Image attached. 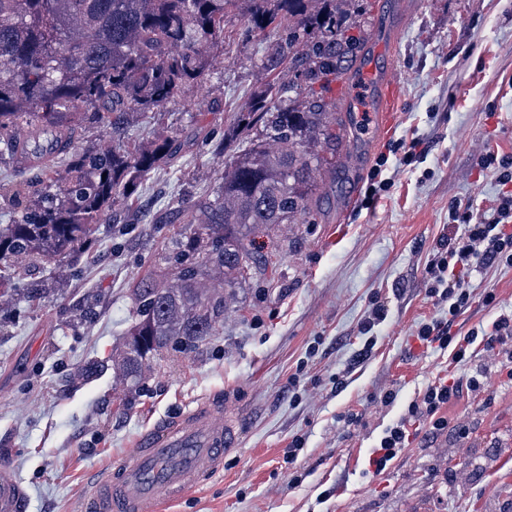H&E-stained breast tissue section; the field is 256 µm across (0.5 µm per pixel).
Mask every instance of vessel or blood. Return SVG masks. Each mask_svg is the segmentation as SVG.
Returning a JSON list of instances; mask_svg holds the SVG:
<instances>
[{
	"label": "vessel or blood",
	"instance_id": "b4317fda",
	"mask_svg": "<svg viewBox=\"0 0 512 512\" xmlns=\"http://www.w3.org/2000/svg\"><path fill=\"white\" fill-rule=\"evenodd\" d=\"M365 83L377 89L384 117L395 111L400 79L394 69L366 67ZM238 435L224 421V402L207 398L144 430L126 456L103 469L92 482L88 512H159L161 500L178 501L220 475L224 456L234 451ZM22 481L0 471V512H25Z\"/></svg>",
	"mask_w": 512,
	"mask_h": 512
}]
</instances>
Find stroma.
<instances>
[{
  "label": "stroma",
  "mask_w": 512,
  "mask_h": 512,
  "mask_svg": "<svg viewBox=\"0 0 512 512\" xmlns=\"http://www.w3.org/2000/svg\"><path fill=\"white\" fill-rule=\"evenodd\" d=\"M370 23L376 65L401 75L392 128L367 121L374 94L336 80L337 111H354L359 138L337 148L348 182L324 213L258 236L280 248L274 277L235 292L224 323L193 353L153 360L140 390L124 396L111 374L84 380L88 362L111 359L128 327L126 290L152 270L173 225L141 224L138 210L169 213L205 193L222 168L213 149L263 83L259 60L281 31L224 17L223 43L201 83L184 87L162 123L181 144L175 163L151 172L137 206L101 225L91 248L64 269L37 264L29 278L52 287L38 306L0 320V448L29 494L27 512H83L94 474L119 460L156 421L223 396L239 435L221 477L164 512H512V369L474 345L471 362L421 345L420 324L451 320V335L482 330L512 312V266L472 272L471 301L449 318L428 299L427 264L456 227L454 203L492 219L505 191L487 153L512 157V0H348ZM494 302H486L487 294ZM386 320L362 324L375 300ZM442 411L420 419L382 471L369 459L383 430L436 377L466 381ZM357 422H348V415ZM303 448L286 459L293 439Z\"/></svg>",
  "instance_id": "1"
}]
</instances>
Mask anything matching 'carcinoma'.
I'll return each instance as SVG.
<instances>
[{"mask_svg": "<svg viewBox=\"0 0 512 512\" xmlns=\"http://www.w3.org/2000/svg\"><path fill=\"white\" fill-rule=\"evenodd\" d=\"M344 2L0 0V157L16 158L25 129L55 145L22 178L0 184V208L17 211L0 224V265L21 272L88 249L112 208L133 204L143 177L174 163L176 137L158 134L144 145L132 127L201 82L206 44L224 40V13L243 4L255 28L287 31L261 60L267 81L224 129L215 154L228 142L245 148L224 159L207 194L181 202L184 229L164 244L156 270L128 289L130 326L112 366L90 363L84 377L110 368L129 394L149 360L196 351L224 321L226 298L270 266L255 237L321 212L317 179L336 180V144L348 136L323 92L369 54L367 39L345 35L352 23ZM300 81L306 93L297 104ZM89 119L105 131L96 150L75 141ZM49 292L43 284L13 288L0 311L38 304Z\"/></svg>", "mask_w": 512, "mask_h": 512, "instance_id": "obj_1", "label": "carcinoma"}]
</instances>
